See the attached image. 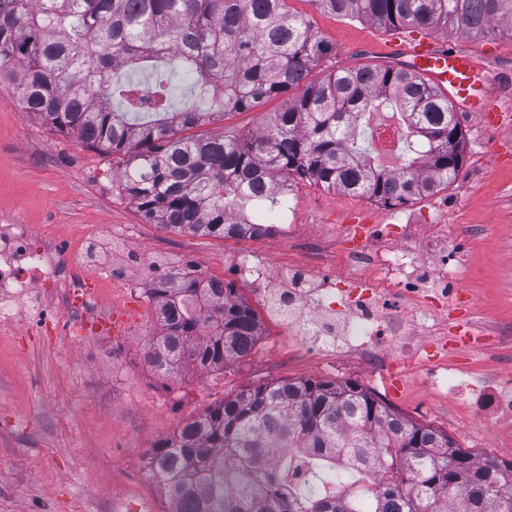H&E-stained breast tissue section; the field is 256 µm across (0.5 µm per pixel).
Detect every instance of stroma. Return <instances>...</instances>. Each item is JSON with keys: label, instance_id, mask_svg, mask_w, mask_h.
Segmentation results:
<instances>
[{"label": "stroma", "instance_id": "stroma-1", "mask_svg": "<svg viewBox=\"0 0 512 512\" xmlns=\"http://www.w3.org/2000/svg\"><path fill=\"white\" fill-rule=\"evenodd\" d=\"M288 6L333 45L325 68L383 64L377 48L393 30L321 12L311 0ZM447 39L472 56L477 88L512 79V38L453 32ZM280 105L263 101L192 133L248 135ZM456 117L466 147L459 178L446 191L387 207L308 181L290 190L301 232L329 246L350 238L353 217L365 214L380 244L412 241L435 253H464L457 300L434 301L408 318L389 347L388 366L350 355L345 331L320 335L315 319L307 347L263 326L252 353L230 369L167 378L145 358L147 340L159 331L145 290L160 265L179 262L224 280L260 313L259 292L235 273V259L253 256L276 273L305 256L277 237L225 240L147 223L122 190L118 157L51 132L23 111L12 83L0 80V225H30L46 243H107L91 253L96 270L81 319L68 311L65 288L48 284L28 320L0 326V512H170L168 496L148 475L147 450L207 406L284 379L355 381L405 417L448 432L461 448L512 462V425L476 414L478 383L466 376L512 372V348L498 339L512 330V126L489 124L479 112ZM42 309L49 318L30 328Z\"/></svg>", "mask_w": 512, "mask_h": 512}]
</instances>
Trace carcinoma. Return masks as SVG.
Here are the masks:
<instances>
[{"label":"carcinoma","instance_id":"carcinoma-1","mask_svg":"<svg viewBox=\"0 0 512 512\" xmlns=\"http://www.w3.org/2000/svg\"><path fill=\"white\" fill-rule=\"evenodd\" d=\"M313 2L386 28L485 37L512 24V0ZM331 51L288 0H0V74L25 110L125 157L129 202L148 223L193 235L243 233L241 222L298 177L388 207L457 181L465 135L448 95L387 65L310 79ZM178 74L188 92L177 108ZM279 98L282 110L247 140L181 135ZM375 113L405 129L394 172L359 143L374 136ZM147 294L160 335L146 359L161 376L224 371L257 342L254 310L222 280L169 262ZM148 465L171 512H448L450 496L456 512H512V462L462 449L351 380L246 387L150 449Z\"/></svg>","mask_w":512,"mask_h":512}]
</instances>
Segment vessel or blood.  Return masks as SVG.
<instances>
[{"label": "vessel or blood", "instance_id": "1", "mask_svg": "<svg viewBox=\"0 0 512 512\" xmlns=\"http://www.w3.org/2000/svg\"><path fill=\"white\" fill-rule=\"evenodd\" d=\"M381 51L395 60H405L409 71L430 80L457 104L470 103L473 87L472 61L465 52L425 36L396 37Z\"/></svg>", "mask_w": 512, "mask_h": 512}]
</instances>
